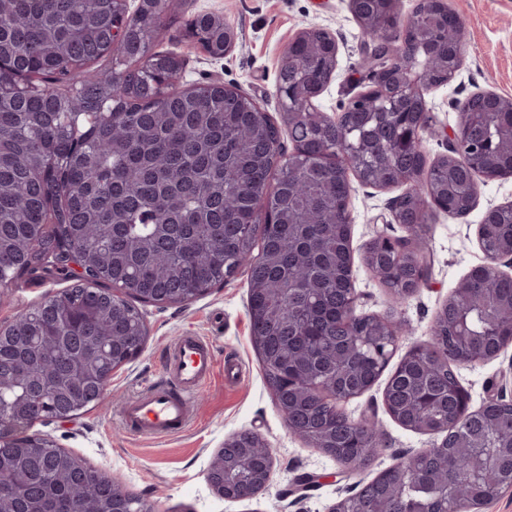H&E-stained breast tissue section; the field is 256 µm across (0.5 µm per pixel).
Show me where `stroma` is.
Masks as SVG:
<instances>
[{
	"label": "stroma",
	"mask_w": 512,
	"mask_h": 512,
	"mask_svg": "<svg viewBox=\"0 0 512 512\" xmlns=\"http://www.w3.org/2000/svg\"><path fill=\"white\" fill-rule=\"evenodd\" d=\"M447 2L463 18L467 38L458 77L451 84L432 87L425 95L438 130L437 135L424 138L430 161L448 151L444 132L457 122L458 102L479 87L512 97V0ZM203 12L222 14L241 34L236 48L223 59H211L192 48L184 35L186 21ZM165 23L155 49L184 54L181 87L216 83L235 87L274 116L280 112L276 82L282 56L299 29L323 27L340 38L336 75L318 100L325 112L336 115L367 84L366 38L347 0H179ZM399 194L396 188L380 191L354 184L350 216L356 252L352 276L363 295L362 310L410 326V333L402 336L396 350L401 357L414 346L429 342L431 325L448 295L472 267L482 263L477 226L484 209L512 201V179L483 184L479 207L469 215L431 212L423 238L432 262L420 287L398 304L366 267L361 252L375 236L406 237V229L395 224L391 215ZM69 286V280L58 275L22 278L12 289L10 301L0 303V325L11 323L17 315ZM248 295L247 275L241 272L187 305H144L146 345L140 355L114 373L105 402L66 423L36 422L33 432L50 435L59 447L111 474L142 497L152 512H328L338 497L369 482L400 456L433 446L434 436L407 430L392 420L384 407L380 383L344 404L352 419L369 417L379 431V452L368 468L344 473L334 458L291 434L251 343ZM189 332L212 341L218 360L237 363V381L227 382L223 373H216L198 393L194 419L181 435L162 440L128 436L119 423L120 407L161 379L169 348L178 336ZM457 374L471 409L496 396L512 401V345L496 359L458 366ZM243 430L259 433L276 448L275 474L271 484L253 499L227 502L208 484L207 471L225 440ZM305 472L319 475L320 485L307 493L293 491L294 479Z\"/></svg>",
	"instance_id": "1"
}]
</instances>
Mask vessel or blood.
<instances>
[{"label":"vessel or blood","mask_w":512,"mask_h":512,"mask_svg":"<svg viewBox=\"0 0 512 512\" xmlns=\"http://www.w3.org/2000/svg\"><path fill=\"white\" fill-rule=\"evenodd\" d=\"M217 360L212 344L187 333L178 337L165 363V382L144 390L125 403L120 421L134 438L163 439L186 430L192 397L214 376Z\"/></svg>","instance_id":"obj_1"}]
</instances>
